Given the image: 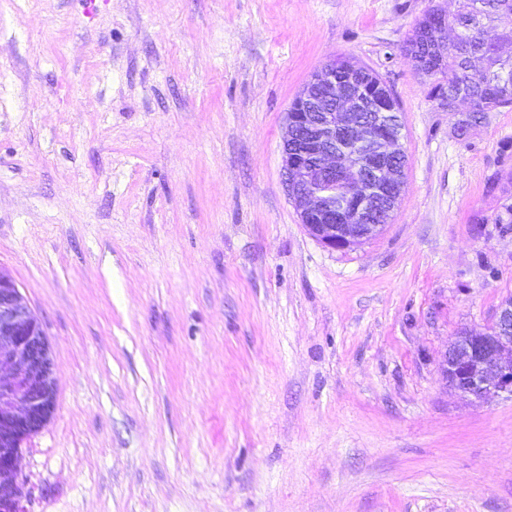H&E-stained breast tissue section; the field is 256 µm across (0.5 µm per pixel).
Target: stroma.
Here are the masks:
<instances>
[{"label":"stroma","mask_w":512,"mask_h":512,"mask_svg":"<svg viewBox=\"0 0 512 512\" xmlns=\"http://www.w3.org/2000/svg\"><path fill=\"white\" fill-rule=\"evenodd\" d=\"M457 0H0V270L57 404L27 512H512V398L448 345L512 297V107L466 138L404 46ZM347 58L400 105L405 187L308 235L286 112Z\"/></svg>","instance_id":"stroma-1"}]
</instances>
